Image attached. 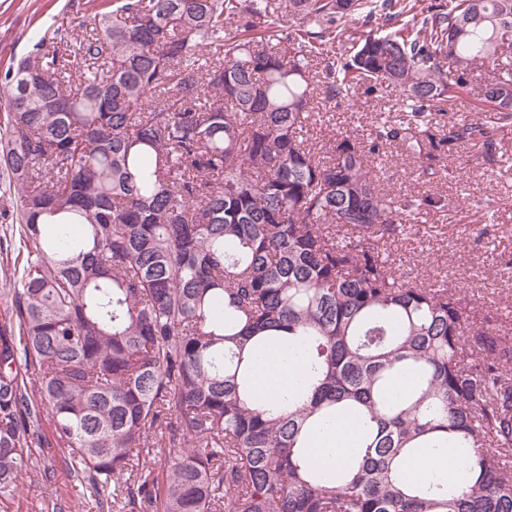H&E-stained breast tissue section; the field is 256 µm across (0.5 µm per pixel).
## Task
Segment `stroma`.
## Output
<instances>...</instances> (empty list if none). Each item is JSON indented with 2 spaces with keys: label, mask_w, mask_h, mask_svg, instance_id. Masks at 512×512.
<instances>
[{
  "label": "stroma",
  "mask_w": 512,
  "mask_h": 512,
  "mask_svg": "<svg viewBox=\"0 0 512 512\" xmlns=\"http://www.w3.org/2000/svg\"><path fill=\"white\" fill-rule=\"evenodd\" d=\"M87 0H0V71L26 57L54 30H71L87 13ZM395 89L361 96L353 106L333 108L331 122L317 126L316 140L368 133L375 113L395 105ZM501 157L487 169L479 147L463 144L448 164L447 176L425 180L413 161L390 157L380 172L394 193L409 197L423 190L446 196L445 210L417 214L407 238L394 247L398 271L459 287L470 308L492 315L495 326L512 334V130L505 133ZM497 229L480 233L487 216ZM60 448L45 449L43 461L55 470L52 486L41 478L25 481L5 512H75L70 479Z\"/></svg>",
  "instance_id": "obj_1"
}]
</instances>
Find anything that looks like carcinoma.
I'll return each mask as SVG.
<instances>
[{"label": "carcinoma", "mask_w": 512, "mask_h": 512, "mask_svg": "<svg viewBox=\"0 0 512 512\" xmlns=\"http://www.w3.org/2000/svg\"><path fill=\"white\" fill-rule=\"evenodd\" d=\"M376 17L389 31L335 51ZM511 47L512 0H112L10 67L0 504L52 484L45 416L98 512H512V336L447 282L397 273L391 244L447 202L388 193L375 167L395 151L439 177L461 142L495 164ZM477 64L507 74L477 92L479 120L432 124ZM390 87L402 109L368 137H307ZM287 348L306 393L259 398L244 354ZM340 411L363 438L332 472L307 440ZM448 446L466 487L399 477L411 449ZM16 208V201L14 196L8 193L4 194L0 189V238L7 239L10 244L12 229H15L12 214Z\"/></svg>", "instance_id": "1"}]
</instances>
